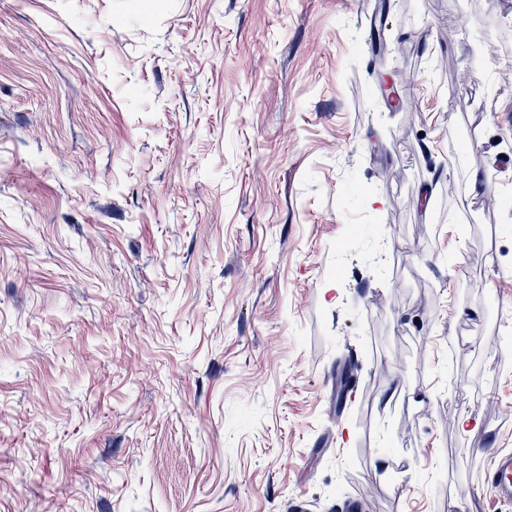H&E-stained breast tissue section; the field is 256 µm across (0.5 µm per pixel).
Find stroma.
I'll return each instance as SVG.
<instances>
[{
  "label": "stroma",
  "instance_id": "stroma-1",
  "mask_svg": "<svg viewBox=\"0 0 512 512\" xmlns=\"http://www.w3.org/2000/svg\"><path fill=\"white\" fill-rule=\"evenodd\" d=\"M505 40L512 0H0V512H512ZM485 482L493 496L499 501L512 500V451L496 448L493 451L490 469Z\"/></svg>",
  "mask_w": 512,
  "mask_h": 512
}]
</instances>
